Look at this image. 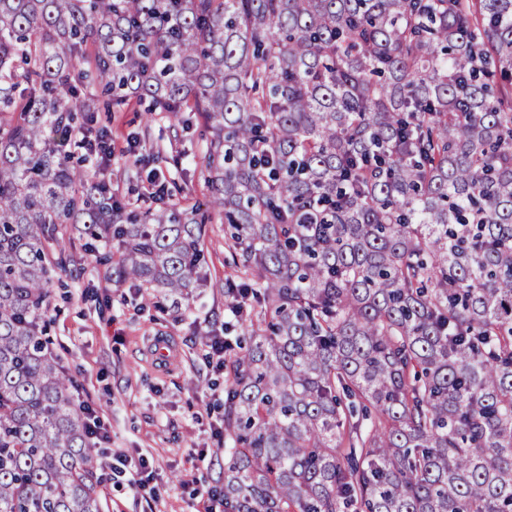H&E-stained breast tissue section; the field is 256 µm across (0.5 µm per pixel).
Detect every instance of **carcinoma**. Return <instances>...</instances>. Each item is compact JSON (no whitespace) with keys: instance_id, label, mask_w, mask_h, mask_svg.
Segmentation results:
<instances>
[{"instance_id":"cac0c4a2","label":"carcinoma","mask_w":512,"mask_h":512,"mask_svg":"<svg viewBox=\"0 0 512 512\" xmlns=\"http://www.w3.org/2000/svg\"><path fill=\"white\" fill-rule=\"evenodd\" d=\"M84 64L210 130L249 333L224 512H512V0H0V512H101L58 225L135 288L209 282L198 205L135 212L58 148Z\"/></svg>"}]
</instances>
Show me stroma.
<instances>
[{
  "instance_id": "obj_1",
  "label": "stroma",
  "mask_w": 512,
  "mask_h": 512,
  "mask_svg": "<svg viewBox=\"0 0 512 512\" xmlns=\"http://www.w3.org/2000/svg\"><path fill=\"white\" fill-rule=\"evenodd\" d=\"M96 105L115 149L151 124L152 141L139 144V153L163 148L170 161L160 168V181L189 201L207 200L203 151L210 133L203 122L180 130L169 114L147 115L134 99L118 107L100 97ZM138 170L134 160L122 159L103 173L130 208L145 211L151 201ZM58 230L71 263L50 298L49 334L55 355L76 381V398L94 408L109 435L96 447L104 476L102 512H194L186 480L198 478L206 488L224 485V367L207 360L204 347L207 339L223 337L227 318L222 283L232 274L224 263L232 247L224 227L216 221L206 227L213 284L197 292L192 314L183 317L171 312L163 295L115 282L99 242L70 224ZM119 452L150 458L149 489H132L127 476L114 471Z\"/></svg>"
}]
</instances>
